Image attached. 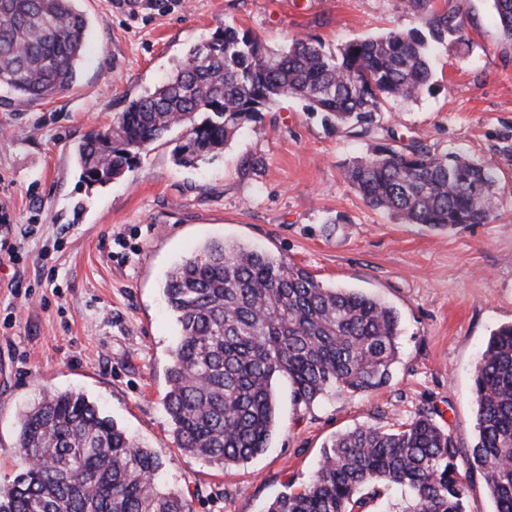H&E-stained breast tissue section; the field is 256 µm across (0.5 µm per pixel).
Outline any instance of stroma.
Returning <instances> with one entry per match:
<instances>
[{
	"label": "stroma",
	"instance_id": "obj_1",
	"mask_svg": "<svg viewBox=\"0 0 512 512\" xmlns=\"http://www.w3.org/2000/svg\"><path fill=\"white\" fill-rule=\"evenodd\" d=\"M82 0L94 24L78 84L32 105L0 104V210L27 225L26 276L49 251L54 280L14 292L0 263V484L10 483L19 418L43 392L74 390L154 450L164 482L192 512H264L308 483L332 436L391 427L432 411L458 447L476 438L473 374L492 331L512 323V44L492 0H432L463 13L466 43L433 47V84L377 116L438 150L491 166L492 224L431 231L368 207L343 178L376 140L327 131L301 102L262 113L217 155L185 168L173 141L153 143L121 179L90 187L77 148L130 99L152 91L193 45L231 22L282 48L311 35L325 49L418 25L407 0ZM235 240L382 298L401 316L392 382L310 405L276 384L279 424L266 451L229 471L177 447L164 396L179 336L163 285L198 245Z\"/></svg>",
	"mask_w": 512,
	"mask_h": 512
}]
</instances>
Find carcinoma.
I'll use <instances>...</instances> for the list:
<instances>
[{
	"mask_svg": "<svg viewBox=\"0 0 512 512\" xmlns=\"http://www.w3.org/2000/svg\"><path fill=\"white\" fill-rule=\"evenodd\" d=\"M78 0H0V92L51 99L76 82L89 22ZM425 29L325 50L296 37L274 51L224 24L191 47L154 90L128 101L88 135L78 163L89 186L123 177L153 143L182 130L176 161L220 151L280 101L297 99L336 134L369 136L391 102L418 100L433 79L428 40L467 42L463 16L410 0ZM512 41V0H493ZM348 186L405 224L450 230L496 218L488 165L385 129L344 169ZM163 293L181 334L164 398L179 448L228 469L268 448L283 378L308 405L331 393L367 394L390 383L400 319L379 298L329 287L306 269L235 241L200 245L167 274ZM474 445L457 446L431 412L384 429L359 425L324 446L310 481L267 512H365L376 486L402 491L399 512H466L467 475L479 471L494 512H512V325L490 336L475 368ZM20 471L0 485V512H191L163 486L160 457L103 416L81 392L48 391L22 416Z\"/></svg>",
	"mask_w": 512,
	"mask_h": 512,
	"instance_id": "carcinoma-1",
	"label": "carcinoma"
}]
</instances>
